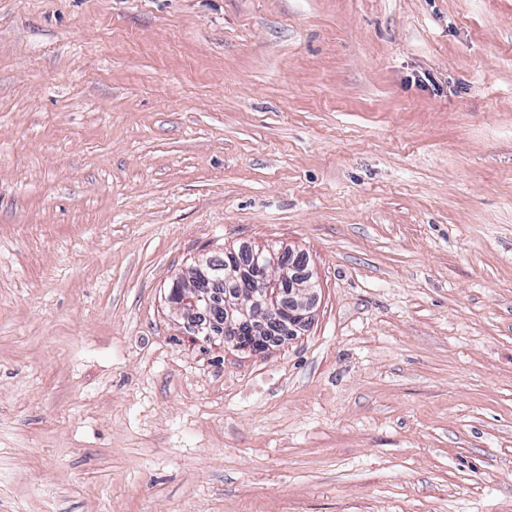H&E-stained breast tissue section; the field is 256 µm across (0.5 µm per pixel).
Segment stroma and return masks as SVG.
Here are the masks:
<instances>
[{
	"instance_id": "stroma-1",
	"label": "stroma",
	"mask_w": 512,
	"mask_h": 512,
	"mask_svg": "<svg viewBox=\"0 0 512 512\" xmlns=\"http://www.w3.org/2000/svg\"><path fill=\"white\" fill-rule=\"evenodd\" d=\"M0 512H512V0H0ZM279 254L259 247L257 255L262 263L255 268L239 263L240 276L250 283L252 291L224 305V293L217 286L224 280L223 264H216L211 259L198 261L196 265L186 269L174 282L168 295V303L172 310L182 319L199 320L197 334L212 336V333L223 336L224 345L236 350L264 354L271 345V337L291 339L297 330L307 326L312 319L314 293L312 288H288V306L280 300L283 294L278 280L272 276L271 270L283 263V256L292 251L288 248ZM261 305L262 316L251 322L249 309L253 305ZM202 319L205 322H202Z\"/></svg>"
}]
</instances>
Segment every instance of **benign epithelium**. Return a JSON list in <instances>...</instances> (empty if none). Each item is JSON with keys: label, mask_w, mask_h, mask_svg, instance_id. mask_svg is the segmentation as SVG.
I'll return each mask as SVG.
<instances>
[{"label": "benign epithelium", "mask_w": 512, "mask_h": 512, "mask_svg": "<svg viewBox=\"0 0 512 512\" xmlns=\"http://www.w3.org/2000/svg\"><path fill=\"white\" fill-rule=\"evenodd\" d=\"M284 254L283 250L276 254L258 248L262 263L254 268L243 265L240 271L252 291L227 304L219 290L224 280L223 265L209 259L199 261L174 282L168 303L179 317L199 320L197 334H219L227 346L263 354L269 349L271 337L289 339L312 319V289L290 288L288 304L280 300L283 291L271 270L283 262Z\"/></svg>", "instance_id": "7a95c632"}]
</instances>
